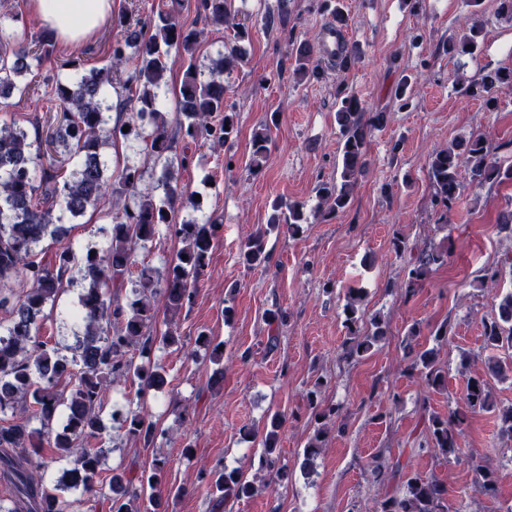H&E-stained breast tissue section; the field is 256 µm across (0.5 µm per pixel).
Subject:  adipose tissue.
<instances>
[{
	"label": "adipose tissue",
	"instance_id": "1",
	"mask_svg": "<svg viewBox=\"0 0 512 512\" xmlns=\"http://www.w3.org/2000/svg\"><path fill=\"white\" fill-rule=\"evenodd\" d=\"M27 5L65 45L91 39L112 11V0H27Z\"/></svg>",
	"mask_w": 512,
	"mask_h": 512
}]
</instances>
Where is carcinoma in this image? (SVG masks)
Wrapping results in <instances>:
<instances>
[{"instance_id": "cac0c4a2", "label": "carcinoma", "mask_w": 512, "mask_h": 512, "mask_svg": "<svg viewBox=\"0 0 512 512\" xmlns=\"http://www.w3.org/2000/svg\"><path fill=\"white\" fill-rule=\"evenodd\" d=\"M232 0H201L205 20L233 29L238 47L208 70L196 63L201 31L180 24L169 11L131 23L119 20L121 33L112 42V61L128 65L117 74L104 65L87 72L79 71V62L61 64L75 71L73 78H59L54 93L61 108V119L47 141L55 154L72 163L68 176L60 181L52 166L43 163L41 142L31 140L27 131L16 124L0 125V414L20 409L24 415L6 426H0V471L10 481V494L0 498V512H69L70 504L61 492L82 489L92 493L103 484L101 473L103 450L90 446V439L102 434L100 413L105 398L118 382L138 385V393L161 391L167 385L165 370L152 360L155 344L165 348L184 347L175 326L176 318L193 304L198 284L204 279L209 254L219 225L195 220L183 224L171 221L178 206L201 210L200 200L185 195L183 186L171 172L180 141L194 142L205 137L217 146L224 145L237 133L236 113L224 98V74L233 70L241 58L240 44L250 40L248 25L235 19ZM483 25L473 22L460 39L448 40L447 52L472 55L482 36ZM54 46L52 34L44 29L26 44H18L12 56L0 55V104L8 105L13 95L40 99L38 87L23 79L25 73L39 67ZM187 60L177 96L178 119L175 131L168 130L167 114L159 108L161 91L166 86L167 60L171 53ZM295 74L301 81L319 80L322 69L315 58L314 44L306 41L294 52ZM512 85V69H496L470 81L464 91L484 101L487 108L497 105L496 92ZM336 123L341 136L342 165L339 180L318 188L317 211L324 216L342 212L349 205L352 192L366 164L369 128L386 122V113L364 117L360 99L340 89ZM129 112L124 120L110 123L113 106ZM128 131H123V128ZM142 144L147 160L161 166L162 173L153 189L156 195L143 193L139 186L146 169L125 164L105 174V147L119 142ZM271 137L265 127L254 133L249 165L258 170L270 151ZM512 142L497 146L483 135L458 141L450 147L434 151L428 159L427 175L432 201L444 218L459 200L464 180L482 188L512 180V165L503 166L498 151ZM109 206L111 243L100 252L77 256L65 242V215L82 216L92 208ZM288 224L293 235L308 223L304 205L276 203L268 219V229ZM165 231L182 244L176 259L164 273L148 265L142 266L132 289L134 298L123 301L120 292L130 280L135 253L146 247L160 231ZM58 243L55 266L48 268L35 259V248L45 238ZM187 258H181V255ZM448 248L422 249L410 260L408 288L425 282L432 272L445 265ZM242 261L249 267L267 262L265 233L251 236L241 247ZM20 280L28 288L17 294L11 283ZM78 282L77 316L83 331L77 336L72 355L67 356L40 336L39 319L44 308L56 302L64 281ZM162 297L166 317L158 318L155 306ZM362 297L355 288L347 289L344 314L348 337L342 358L351 361L367 356L383 336L382 320L365 317ZM268 326L267 346L274 349L279 333L287 323L280 310L265 314ZM484 348L497 351L512 349V292L498 297L493 317L483 321ZM198 348L218 365L224 357L222 343L201 333ZM409 370L419 372L431 389L446 386V374L438 365L434 350H424L413 358ZM512 372L491 356L486 372L468 379L466 409L446 417L432 414L420 434L418 446L429 445L435 453L448 457L461 448L468 426V413L496 409L491 380ZM322 383L307 394V403L317 428L304 448L302 467L311 471L327 434V421L343 412L340 403H324ZM498 410V409H496ZM128 435L154 445L158 429L139 411H116ZM500 430L512 435V407L498 410ZM40 428L31 427V420ZM283 419L270 418L262 435L263 449L258 458V471L267 482L288 476L279 464L277 446ZM56 449V456L68 460L53 485L44 476L55 456L47 457L43 449ZM400 463H391L382 454L372 458V474L383 483L387 474H395ZM168 459L154 456L149 468L134 474L116 468L109 479L112 512H139L134 502L145 501L148 512H157L162 500ZM475 491L493 495L496 478L491 470L476 466ZM199 480L218 507L248 499L258 492L255 481L244 478L217 462L200 472ZM446 489L435 477H410L400 486L386 492L370 512H447Z\"/></svg>"}]
</instances>
